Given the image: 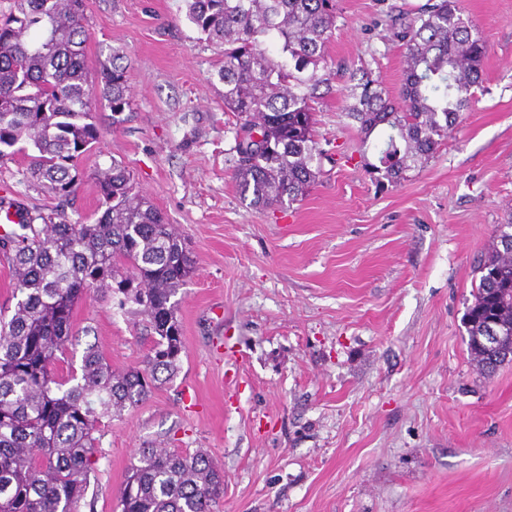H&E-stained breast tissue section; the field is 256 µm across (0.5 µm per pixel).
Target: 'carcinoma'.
I'll list each match as a JSON object with an SVG mask.
<instances>
[{
    "label": "carcinoma",
    "mask_w": 512,
    "mask_h": 512,
    "mask_svg": "<svg viewBox=\"0 0 512 512\" xmlns=\"http://www.w3.org/2000/svg\"><path fill=\"white\" fill-rule=\"evenodd\" d=\"M188 19L224 44L218 76L224 111L237 119L234 179L257 209L284 206L316 183L325 151L314 136L313 103L332 90L326 49L335 0H186ZM84 0H9L0 15V156L31 142L32 176L62 203L84 180L78 160L98 139L89 92L128 121V55L114 49L97 80L86 64ZM404 68L397 95L371 70L345 69V115L367 140L387 128L378 185L396 183L428 161L469 108L481 83L486 38L459 0H435L398 19ZM34 31L36 36L28 37ZM275 47L269 52L268 47ZM94 222H71L59 209L28 210L0 234V257L12 268L17 302L0 313V512H78L89 486L95 433L152 393L158 374L178 373L184 341L175 297L194 261L152 201L134 191L127 166L97 172ZM478 261L474 301L463 323L473 361L486 374L512 362V217ZM134 288L118 292L140 306L153 346L145 367L117 371L88 347L80 366L67 357L76 304L112 289L120 270ZM506 341L486 345L488 327ZM224 496V470L208 457L172 448H141L120 492L121 512H212Z\"/></svg>",
    "instance_id": "carcinoma-1"
}]
</instances>
